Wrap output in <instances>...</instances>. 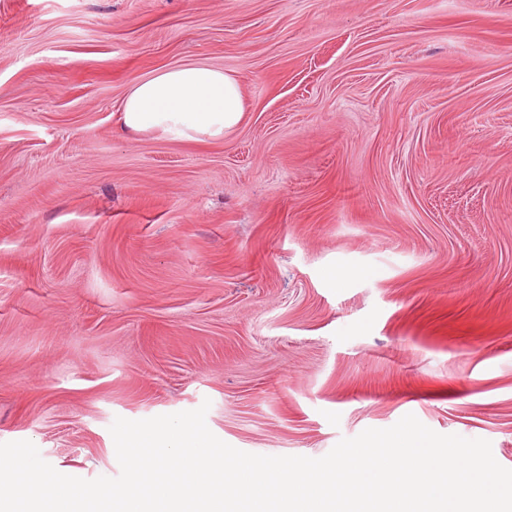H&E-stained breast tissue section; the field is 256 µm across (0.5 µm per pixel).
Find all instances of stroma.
I'll use <instances>...</instances> for the list:
<instances>
[{
	"instance_id": "1",
	"label": "stroma",
	"mask_w": 512,
	"mask_h": 512,
	"mask_svg": "<svg viewBox=\"0 0 512 512\" xmlns=\"http://www.w3.org/2000/svg\"><path fill=\"white\" fill-rule=\"evenodd\" d=\"M195 60L238 128H119ZM205 402L252 454L412 414L512 468V0H0V443L114 478L115 418Z\"/></svg>"
}]
</instances>
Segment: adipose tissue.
<instances>
[{
    "mask_svg": "<svg viewBox=\"0 0 512 512\" xmlns=\"http://www.w3.org/2000/svg\"><path fill=\"white\" fill-rule=\"evenodd\" d=\"M239 81L204 60L161 69L135 83L117 114L122 130L186 141L223 139L242 122Z\"/></svg>",
    "mask_w": 512,
    "mask_h": 512,
    "instance_id": "adipose-tissue-1",
    "label": "adipose tissue"
}]
</instances>
